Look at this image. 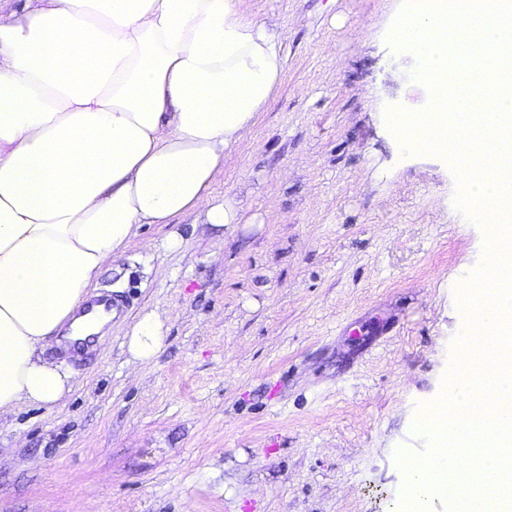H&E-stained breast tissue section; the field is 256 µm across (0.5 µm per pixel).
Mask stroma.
Wrapping results in <instances>:
<instances>
[{"label": "stroma", "instance_id": "obj_1", "mask_svg": "<svg viewBox=\"0 0 512 512\" xmlns=\"http://www.w3.org/2000/svg\"><path fill=\"white\" fill-rule=\"evenodd\" d=\"M402 4L241 0L283 34L280 82L212 187L243 223L142 225L102 271L124 302L102 342L43 349L71 391L0 415V512H397L395 453L427 446L487 235L446 159L386 124L431 101L387 42ZM149 313L167 339L143 364L125 336Z\"/></svg>", "mask_w": 512, "mask_h": 512}]
</instances>
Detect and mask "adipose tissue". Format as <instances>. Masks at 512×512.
<instances>
[{"label": "adipose tissue", "instance_id": "1", "mask_svg": "<svg viewBox=\"0 0 512 512\" xmlns=\"http://www.w3.org/2000/svg\"><path fill=\"white\" fill-rule=\"evenodd\" d=\"M281 40L240 0H0V413L72 388L40 354L109 316L79 309L145 224L241 222L212 186L266 108ZM155 314L127 348L151 362Z\"/></svg>", "mask_w": 512, "mask_h": 512}]
</instances>
